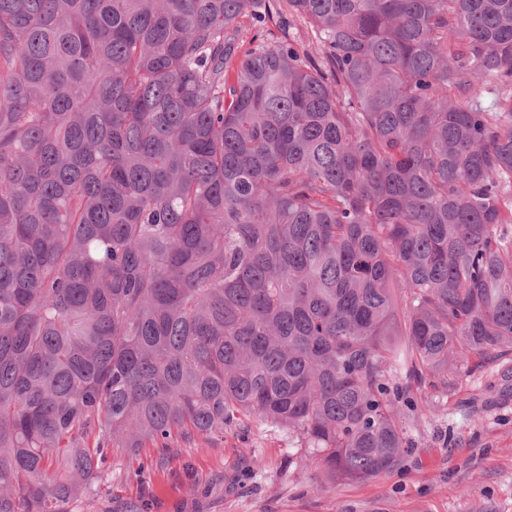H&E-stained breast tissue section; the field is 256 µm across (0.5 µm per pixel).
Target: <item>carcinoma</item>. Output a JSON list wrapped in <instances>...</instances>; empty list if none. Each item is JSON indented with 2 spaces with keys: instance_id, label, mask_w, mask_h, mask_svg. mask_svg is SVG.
Instances as JSON below:
<instances>
[{
  "instance_id": "1",
  "label": "carcinoma",
  "mask_w": 512,
  "mask_h": 512,
  "mask_svg": "<svg viewBox=\"0 0 512 512\" xmlns=\"http://www.w3.org/2000/svg\"><path fill=\"white\" fill-rule=\"evenodd\" d=\"M0 0V512L256 420L396 470L512 355V0ZM288 37L305 44L308 40L314 39V35L304 23L293 21L288 18V15L279 17L274 14L273 17L265 19L263 15L262 18L245 16L240 19L237 59L244 58L249 51L257 48L261 43H274Z\"/></svg>"
}]
</instances>
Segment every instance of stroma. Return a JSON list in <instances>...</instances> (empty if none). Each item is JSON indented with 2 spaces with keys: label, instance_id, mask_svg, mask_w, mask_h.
Here are the masks:
<instances>
[{
  "label": "stroma",
  "instance_id": "stroma-1",
  "mask_svg": "<svg viewBox=\"0 0 512 512\" xmlns=\"http://www.w3.org/2000/svg\"><path fill=\"white\" fill-rule=\"evenodd\" d=\"M310 29L288 17L240 20L237 55ZM421 418L403 468L369 481L326 484L287 431L258 422L223 434L116 449L94 495L67 512H512V378L488 361L445 388L413 384Z\"/></svg>",
  "mask_w": 512,
  "mask_h": 512
}]
</instances>
